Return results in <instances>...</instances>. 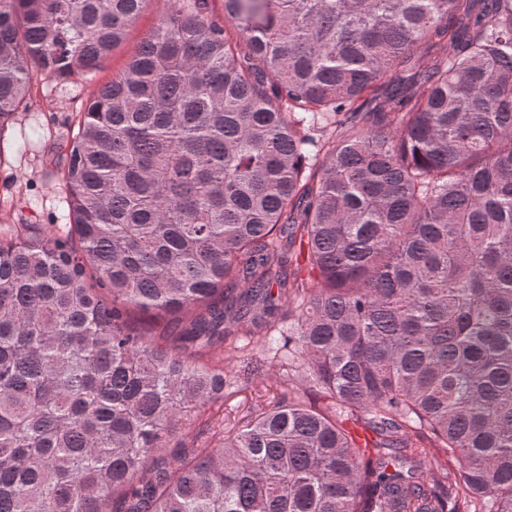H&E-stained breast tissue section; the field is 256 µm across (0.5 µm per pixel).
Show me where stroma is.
<instances>
[{"label": "stroma", "instance_id": "obj_1", "mask_svg": "<svg viewBox=\"0 0 512 512\" xmlns=\"http://www.w3.org/2000/svg\"><path fill=\"white\" fill-rule=\"evenodd\" d=\"M88 92L84 80L34 76L30 107L0 135V230L66 233L68 206L58 187V157L66 153L73 122Z\"/></svg>", "mask_w": 512, "mask_h": 512}]
</instances>
